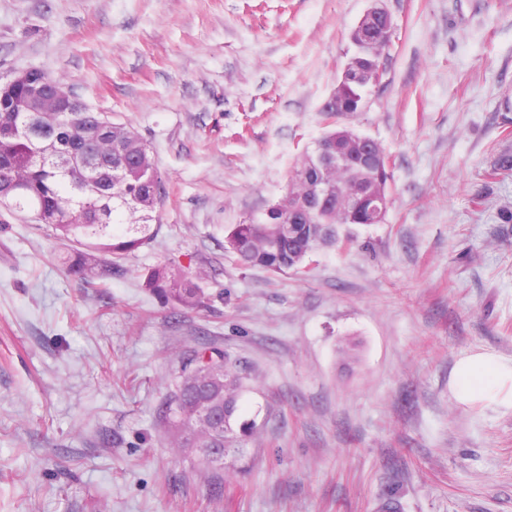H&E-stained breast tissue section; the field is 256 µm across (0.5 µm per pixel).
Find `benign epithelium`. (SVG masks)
<instances>
[{
  "label": "benign epithelium",
  "mask_w": 512,
  "mask_h": 512,
  "mask_svg": "<svg viewBox=\"0 0 512 512\" xmlns=\"http://www.w3.org/2000/svg\"><path fill=\"white\" fill-rule=\"evenodd\" d=\"M365 11L357 25L351 30L350 41L355 47L354 55L341 72L336 88L325 103V108L343 115L350 111L346 105V93L352 87L366 90L380 82L383 74L380 59L391 44L394 33L392 15L380 0ZM370 58L377 61L372 67H363L359 61ZM41 70L31 68L16 75L14 83L28 86L33 95L52 110L70 109L77 101L71 91L62 85L44 81ZM350 146L347 149L336 148V165L354 168L357 163L370 160L375 165V181L390 173L387 152L377 140L352 132L349 135ZM338 204H349L366 212L368 223L382 224L390 205V199L372 185L336 187Z\"/></svg>",
  "instance_id": "obj_1"
}]
</instances>
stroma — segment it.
Returning a JSON list of instances; mask_svg holds the SVG:
<instances>
[{
  "mask_svg": "<svg viewBox=\"0 0 512 512\" xmlns=\"http://www.w3.org/2000/svg\"><path fill=\"white\" fill-rule=\"evenodd\" d=\"M384 5L383 77L331 118L369 0H0V78L63 76L166 188L157 235L105 281L0 209V512H512V408L451 388L468 355L512 360V0ZM344 125L390 156L386 222L298 276L240 267L227 228ZM159 264L209 307L146 293ZM209 347L259 426L215 472L163 418Z\"/></svg>",
  "mask_w": 512,
  "mask_h": 512,
  "instance_id": "35a3bbf8",
  "label": "stroma"
}]
</instances>
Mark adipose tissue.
Here are the masks:
<instances>
[{
    "label": "adipose tissue",
    "mask_w": 512,
    "mask_h": 512,
    "mask_svg": "<svg viewBox=\"0 0 512 512\" xmlns=\"http://www.w3.org/2000/svg\"><path fill=\"white\" fill-rule=\"evenodd\" d=\"M453 385L461 403L512 408V361L488 353L471 354L458 362Z\"/></svg>",
    "instance_id": "obj_1"
}]
</instances>
